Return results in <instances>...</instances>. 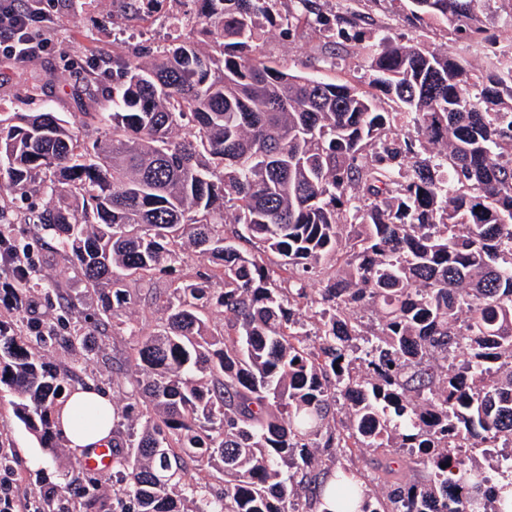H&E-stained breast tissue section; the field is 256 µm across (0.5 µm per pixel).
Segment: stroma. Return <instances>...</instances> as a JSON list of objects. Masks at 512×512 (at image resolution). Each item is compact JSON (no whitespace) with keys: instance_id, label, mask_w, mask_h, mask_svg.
<instances>
[{"instance_id":"1","label":"stroma","mask_w":512,"mask_h":512,"mask_svg":"<svg viewBox=\"0 0 512 512\" xmlns=\"http://www.w3.org/2000/svg\"><path fill=\"white\" fill-rule=\"evenodd\" d=\"M354 8L362 18L360 28L367 42L383 35L405 36L448 50L466 59L472 68L481 66L465 43L451 39L446 26L409 25L404 11L387 8L384 0H356ZM181 9L177 0H160L156 13L143 18L130 13L120 0H53L39 28L54 42V50L23 62L0 54V113L50 108L63 113L72 124H81L87 103L74 92L78 71L91 61H101L102 81L110 83L113 47L131 50L143 43H166V18ZM325 41L324 34L310 28L299 30L290 40L270 27L261 34L265 55L281 66L302 70L315 63L319 75L327 80L367 88L371 73L359 46L349 45L335 64H323L319 58ZM7 232L14 241L29 245L42 278L23 289L20 306L0 303V320L13 322L24 317L49 321L61 312L62 294H69L82 318L83 342L73 351L50 346L54 363L68 375L70 388L92 384L108 391L117 405H125V389L113 386L112 380L117 369L132 366L135 337L125 332L102 335L97 305L86 296L78 274L64 271L55 240L36 238L29 224L8 225ZM12 400L10 392L0 391V455L6 457L20 496L31 497L44 488L60 487L64 472L77 467L78 452L66 447L53 456L41 448L15 418Z\"/></svg>"}]
</instances>
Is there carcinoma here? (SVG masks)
Instances as JSON below:
<instances>
[{
    "label": "carcinoma",
    "mask_w": 512,
    "mask_h": 512,
    "mask_svg": "<svg viewBox=\"0 0 512 512\" xmlns=\"http://www.w3.org/2000/svg\"><path fill=\"white\" fill-rule=\"evenodd\" d=\"M404 1L480 73L383 36L362 51L389 112L261 53V24L308 26L334 59L361 42L352 8L294 0L278 19L277 0H192L169 43L112 52V89L87 71L98 135L51 110L0 114V190L50 197L34 235L57 242L102 325L138 337L129 402L112 406V512H512V456L496 459L508 477H478L512 448V44L486 46L477 4L499 0H387ZM188 252L213 270L180 273ZM132 288L163 314L148 334ZM60 321L68 333L38 340L76 348L78 314ZM66 385L0 321V390L52 451ZM350 448L380 452L386 474L407 448L428 479L375 495L336 465ZM183 453L224 490L182 481ZM94 486L65 484L101 512Z\"/></svg>",
    "instance_id": "obj_1"
}]
</instances>
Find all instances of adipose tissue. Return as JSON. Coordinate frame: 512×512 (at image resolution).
<instances>
[{
	"mask_svg": "<svg viewBox=\"0 0 512 512\" xmlns=\"http://www.w3.org/2000/svg\"><path fill=\"white\" fill-rule=\"evenodd\" d=\"M58 428L77 451L111 445V397L91 385L75 389L58 408Z\"/></svg>",
	"mask_w": 512,
	"mask_h": 512,
	"instance_id": "adipose-tissue-1",
	"label": "adipose tissue"
}]
</instances>
